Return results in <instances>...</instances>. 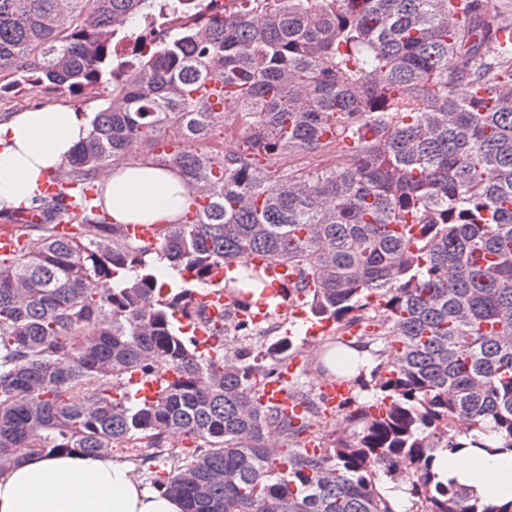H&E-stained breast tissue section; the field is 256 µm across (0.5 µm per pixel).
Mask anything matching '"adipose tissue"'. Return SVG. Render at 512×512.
I'll use <instances>...</instances> for the list:
<instances>
[{"label":"adipose tissue","mask_w":512,"mask_h":512,"mask_svg":"<svg viewBox=\"0 0 512 512\" xmlns=\"http://www.w3.org/2000/svg\"><path fill=\"white\" fill-rule=\"evenodd\" d=\"M91 117L48 106L0 123V205L31 204L43 181L91 131ZM120 223L181 217L194 185L175 171L129 163L98 179ZM439 472L494 504L512 501V452L456 448L438 453ZM0 512H183L182 502L145 487L127 463L105 455H34L0 475Z\"/></svg>","instance_id":"ef3b65f1"}]
</instances>
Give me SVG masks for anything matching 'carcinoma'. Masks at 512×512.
<instances>
[{
    "label": "carcinoma",
    "mask_w": 512,
    "mask_h": 512,
    "mask_svg": "<svg viewBox=\"0 0 512 512\" xmlns=\"http://www.w3.org/2000/svg\"><path fill=\"white\" fill-rule=\"evenodd\" d=\"M509 25L512 0H0V99L111 90L54 179L92 185L139 139L208 199L148 240L100 191L41 189L38 224L0 213L24 237L0 254V474L181 434L196 448L153 485L185 512H398L384 475L405 479L410 512H512L435 471L441 449L512 450ZM254 254L296 282L271 292ZM238 263L212 320L197 286ZM260 285L332 328L319 386L350 383L351 328L378 347L375 398L333 406L354 429L329 448L305 437L323 390L284 383L300 414L261 399L296 354L258 340L245 288ZM231 331L245 344L223 356Z\"/></svg>",
    "instance_id": "carcinoma-1"
}]
</instances>
